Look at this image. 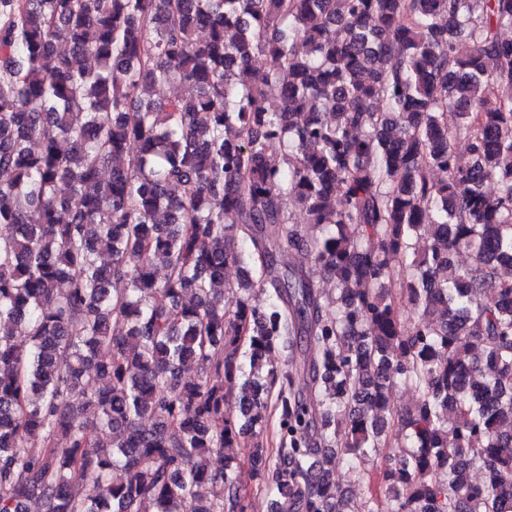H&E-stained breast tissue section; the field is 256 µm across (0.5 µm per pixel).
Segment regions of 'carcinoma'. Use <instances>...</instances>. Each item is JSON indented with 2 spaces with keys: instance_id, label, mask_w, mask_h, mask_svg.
Segmentation results:
<instances>
[{
  "instance_id": "cac0c4a2",
  "label": "carcinoma",
  "mask_w": 512,
  "mask_h": 512,
  "mask_svg": "<svg viewBox=\"0 0 512 512\" xmlns=\"http://www.w3.org/2000/svg\"><path fill=\"white\" fill-rule=\"evenodd\" d=\"M503 28L512 0H0V512H251L226 448L273 512H512ZM224 454L237 457L240 462V479L251 497L252 512H271V496L267 495L263 487L258 486L257 482L251 478V468L244 455V450L242 448H227Z\"/></svg>"
}]
</instances>
